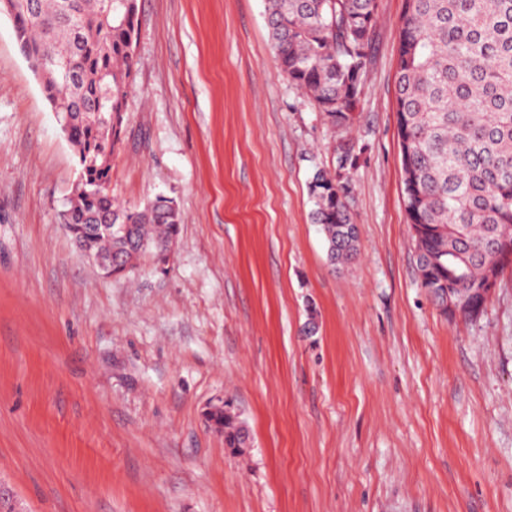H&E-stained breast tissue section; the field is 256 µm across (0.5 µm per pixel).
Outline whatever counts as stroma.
Listing matches in <instances>:
<instances>
[{
	"mask_svg": "<svg viewBox=\"0 0 512 512\" xmlns=\"http://www.w3.org/2000/svg\"><path fill=\"white\" fill-rule=\"evenodd\" d=\"M377 0L357 120L281 72L265 0H138L109 192L173 198L166 260L101 274L62 213L75 151L0 14V486L21 512H512V270L474 317L420 286ZM360 250L307 184L342 150ZM232 401L243 454L205 421Z\"/></svg>",
	"mask_w": 512,
	"mask_h": 512,
	"instance_id": "stroma-1",
	"label": "stroma"
}]
</instances>
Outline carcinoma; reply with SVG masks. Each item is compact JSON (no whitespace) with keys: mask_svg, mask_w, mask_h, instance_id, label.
I'll return each instance as SVG.
<instances>
[{"mask_svg":"<svg viewBox=\"0 0 512 512\" xmlns=\"http://www.w3.org/2000/svg\"><path fill=\"white\" fill-rule=\"evenodd\" d=\"M16 32L57 120L70 126L81 183L69 233L102 257L129 264L162 254L181 215L158 196L141 209L115 204L111 161L122 141L135 63L137 0H13ZM281 71L333 126L356 120L360 80L374 45L376 0H266ZM405 208L414 230L421 287L448 312V289L485 288L508 266L488 245L512 240V0H405L397 66ZM316 171L308 184L311 221L329 261L359 253L345 174ZM112 212V232L94 231ZM224 444L247 447L230 402Z\"/></svg>","mask_w":512,"mask_h":512,"instance_id":"obj_1","label":"carcinoma"}]
</instances>
